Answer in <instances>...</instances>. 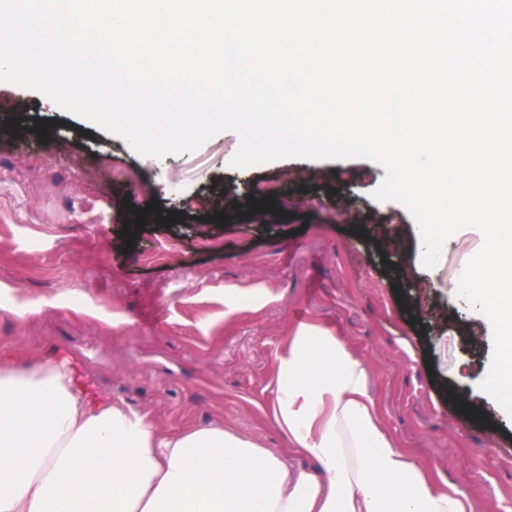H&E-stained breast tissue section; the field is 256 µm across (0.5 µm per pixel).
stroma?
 <instances>
[{"mask_svg":"<svg viewBox=\"0 0 512 512\" xmlns=\"http://www.w3.org/2000/svg\"><path fill=\"white\" fill-rule=\"evenodd\" d=\"M30 124L46 126V140L0 137V358L67 356L88 395L124 401L161 430L221 424L281 448L261 413L272 360L292 326L318 323L363 358L403 447L478 512H512V420L479 389L492 347L469 337L486 323L455 296L481 245L473 229L449 238L431 272L439 285L424 288L414 220L373 199L385 170L371 161L234 168L231 131L191 153L142 157L0 82V126ZM218 200L225 224L194 232ZM153 201L159 212L127 240L124 226ZM174 212L180 222L164 225ZM230 285L244 290L232 310ZM101 308L122 325L107 328Z\"/></svg>","mask_w":512,"mask_h":512,"instance_id":"1","label":"stroma"}]
</instances>
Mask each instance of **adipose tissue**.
<instances>
[{
    "mask_svg": "<svg viewBox=\"0 0 512 512\" xmlns=\"http://www.w3.org/2000/svg\"><path fill=\"white\" fill-rule=\"evenodd\" d=\"M269 390L278 450L215 425L164 432L91 401L68 362L0 359V512H475L387 431L364 360L329 328L289 331Z\"/></svg>",
    "mask_w": 512,
    "mask_h": 512,
    "instance_id": "1",
    "label": "adipose tissue"
}]
</instances>
